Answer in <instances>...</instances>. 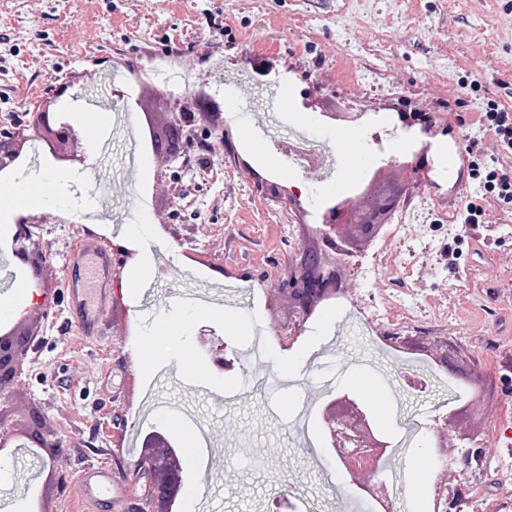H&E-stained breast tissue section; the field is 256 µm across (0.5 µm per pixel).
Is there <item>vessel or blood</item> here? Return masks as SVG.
<instances>
[{
	"mask_svg": "<svg viewBox=\"0 0 512 512\" xmlns=\"http://www.w3.org/2000/svg\"><path fill=\"white\" fill-rule=\"evenodd\" d=\"M120 259L106 240L87 235L72 247L66 261L65 308L81 336L95 340L102 333L105 316L112 311V271ZM121 473L90 464L78 477V492L91 512H105L115 489L124 487Z\"/></svg>",
	"mask_w": 512,
	"mask_h": 512,
	"instance_id": "b4317fda",
	"label": "vessel or blood"
}]
</instances>
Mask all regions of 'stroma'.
I'll return each mask as SVG.
<instances>
[{
  "label": "stroma",
  "instance_id": "obj_1",
  "mask_svg": "<svg viewBox=\"0 0 512 512\" xmlns=\"http://www.w3.org/2000/svg\"><path fill=\"white\" fill-rule=\"evenodd\" d=\"M466 75L478 88L460 86ZM234 84L256 108L251 130L237 126L226 107ZM490 100L512 109V0H0V145L23 137V162L12 176L65 175L70 200L58 220L14 226L41 252L39 264L0 249V290L28 270L55 300L53 310L34 305L20 318L35 341L20 378L0 397V413L17 431L0 512H85L77 479L86 464L132 477L143 452L130 437L160 431L180 446L191 427L206 439L201 465L184 468L187 486L200 490L194 512H271L277 502L282 512H339L336 500L348 496L354 479L331 449L309 454L303 443L322 438L320 409L343 394L398 445L388 473L402 492V512H427L430 481L443 476L466 495L481 487L499 512H512V419L503 418L512 410V204L482 199L464 162L471 150L489 161L500 155L480 122ZM45 107L74 125L79 113L99 110L116 121L101 146L79 133L65 145L72 161L62 162L36 133ZM176 107L192 114L193 145L149 155L142 177L164 272L141 299L121 295L104 335L85 343L67 319L64 255L88 232L130 255L113 228L114 219L130 224L138 215L125 188L134 134L120 116L130 108L164 120ZM344 112L358 121L341 120ZM400 112L429 114L431 131L394 123ZM279 132L321 142L325 165L317 177L256 164V152L275 148ZM397 142L402 151H394ZM423 146L429 168L401 197L429 206L376 282L392 281L418 301V336L454 343L478 383L447 373L426 392L407 387L410 366L377 352L339 304L303 335L316 347L299 369L282 372L285 348L271 336L287 312L275 283L303 243L304 225L319 224L331 201L350 197L347 171L363 176ZM470 202L483 204L494 234L450 224ZM452 234L460 240L453 263L444 253ZM399 265L410 277L393 274ZM376 282L351 289L350 301L366 303ZM177 290L206 298V307L185 316L170 300ZM143 304L150 313L139 314ZM214 309L246 325L247 334L233 340L237 349L269 337L261 364L211 372L207 384L187 372L177 379L140 373L142 354L176 369L181 347L199 349L203 331L224 335ZM181 315L178 343L159 344L157 319ZM356 373L366 388L351 383ZM465 402L485 423L503 427L482 441L484 463L464 472L460 449L437 451L432 435ZM36 424L48 449L23 435ZM423 451L431 478L411 498V464Z\"/></svg>",
  "mask_w": 512,
  "mask_h": 512
}]
</instances>
